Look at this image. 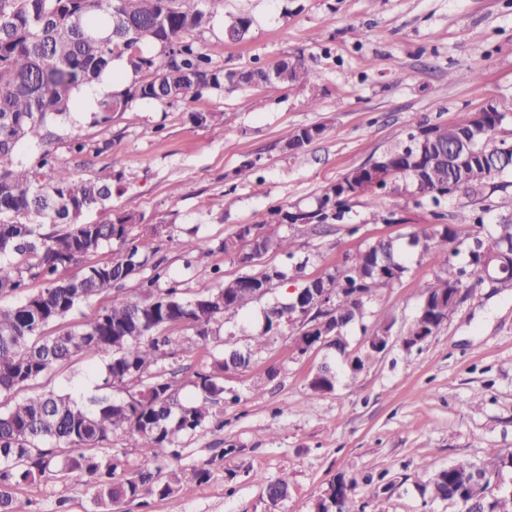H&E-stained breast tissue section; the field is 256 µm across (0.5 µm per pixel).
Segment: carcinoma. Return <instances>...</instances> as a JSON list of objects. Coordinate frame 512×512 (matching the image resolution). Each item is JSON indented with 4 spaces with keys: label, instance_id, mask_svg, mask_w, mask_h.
<instances>
[{
    "label": "carcinoma",
    "instance_id": "obj_1",
    "mask_svg": "<svg viewBox=\"0 0 512 512\" xmlns=\"http://www.w3.org/2000/svg\"><path fill=\"white\" fill-rule=\"evenodd\" d=\"M224 0H0V294L17 293L25 300L14 307H0V396L44 378L77 355L98 356L105 361V381L126 384L151 381L138 395L116 401L93 398L78 403L68 393H32L13 405L0 408V512H24L15 497L22 482L43 478L55 466L53 445L64 444L71 454L60 471L86 477L96 504L109 508L125 500L166 498L181 485L201 482L208 472L176 466L166 476L154 467L159 452L173 445L179 433L191 434L208 426L224 403V373L242 369L250 357L234 350L213 358L209 370L197 374L198 396L182 404L163 375H150L153 367L188 352L220 332L226 320L253 302L252 295L287 278L279 266L254 268L224 281L216 288L202 287L188 297L157 261L153 273L141 282L140 299L132 301L120 291L125 282L149 264L155 255L154 239L161 227L141 233L134 227L142 219L132 213H115L100 224H85L83 213L105 207L112 197V174L77 179L49 149L20 162V147L52 136L49 123L69 117L77 107L76 92L99 81L112 61L126 58L132 74L150 78L109 96L92 113L96 123L110 121L134 99L171 102L220 89L224 83L259 86L277 82L289 87L317 85V72L305 62L281 61L271 67H251L224 72L211 66L202 48L187 38L192 29L212 26ZM250 20L235 17L224 25V36L240 40ZM144 43H158L161 52L145 55ZM275 71L278 79L268 78ZM512 115V100L495 99L486 113L489 125ZM477 125L473 112H462L446 124H418L386 152L393 168L389 179L372 185L365 195L377 197L394 189L400 179L410 180L416 192L434 206L441 199L462 192L477 198L489 182L512 174V142L492 138L464 149ZM432 137L414 142L416 131ZM322 132L319 126L295 130L283 139V150L296 154ZM499 159L492 171L487 157ZM371 165L349 170L317 198L316 206L271 211L277 224L319 226L334 224L349 212L353 185L372 180ZM509 216L488 224L484 216L459 209L447 215L433 211L435 223L409 235L405 241L374 240L346 257L342 268L316 278L313 288L335 296L331 310L317 306L302 324L306 336L325 338L327 345L346 351L340 336L351 321L363 322L376 289L399 280L407 267L409 251L429 259L438 268L435 283L425 287L407 336L427 339L440 329L457 306L464 276L485 268L495 275L499 288H512V197L497 205ZM268 223L246 225L220 244L230 255L246 238H255L256 251L295 255V241L267 229ZM105 244L118 246L119 255L103 264L86 259ZM466 245L467 262L454 263L458 247ZM212 253L208 240L187 244L186 266ZM80 267L74 276L57 278L61 267ZM47 282L36 294L26 293L28 281ZM112 291V305L94 320L62 335L44 334V328L66 318L76 306L95 295ZM184 325L190 336L167 333ZM293 322L273 306L264 312V324L253 344L264 345L268 334ZM336 373L322 364L310 381L319 393L334 391ZM129 427L133 447L143 462L125 473L122 460L99 445L116 429ZM512 469V455L493 448L482 461L459 460L439 469L428 483L430 495L450 501L459 512H512V493L492 497L479 494L474 473L485 485ZM288 476L265 486L270 506L288 496ZM316 512H356L352 492L325 494Z\"/></svg>",
    "mask_w": 512,
    "mask_h": 512
}]
</instances>
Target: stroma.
Returning <instances> with one entry per match:
<instances>
[{"mask_svg":"<svg viewBox=\"0 0 512 512\" xmlns=\"http://www.w3.org/2000/svg\"><path fill=\"white\" fill-rule=\"evenodd\" d=\"M250 18L245 38L231 41L224 25ZM197 40L215 66L238 70L301 60L319 75L320 102L309 106L299 86H231L190 100H134L110 123L93 124L75 109L55 125L50 147L78 178L107 168L121 178L106 207L84 222L133 212L159 225L156 260L186 294L231 279L242 267L219 245L248 224L269 221L275 207H313L321 191L350 169L374 161L410 125L451 122L492 98L512 97V0H224ZM463 73L460 82L449 81ZM323 132L298 154L283 151L296 129ZM85 143L70 149L71 134ZM249 180L236 177L243 163ZM395 211V224L371 213ZM432 207L418 204L411 183L371 201L352 199L343 222L279 225L293 237L303 271H289L219 336L163 367L180 398L194 395L196 373L231 349L251 353L246 368L224 374V413L207 429L178 438L182 463L207 469V480L182 485L147 505L126 501L116 512H314L337 475L352 479L358 512H458L432 500L433 471L459 458L479 460L489 449L512 451V292L471 279L438 332L405 349L403 338L438 269L420 255L392 286L378 289L362 323L348 328L350 356L363 369L348 376L334 349L298 352L300 326L252 346L268 307L288 302L305 278L343 266L347 255L378 238L406 239L433 224ZM215 251L184 266L193 237ZM389 326L385 352L369 353L367 332ZM325 362L335 364L333 392L309 382ZM103 361L79 355L40 379L38 392L74 391L82 399H128L138 385L106 386ZM287 476L288 497L270 510L266 482ZM26 512H99L85 480L72 474L17 486Z\"/></svg>","mask_w":512,"mask_h":512,"instance_id":"1","label":"stroma"}]
</instances>
